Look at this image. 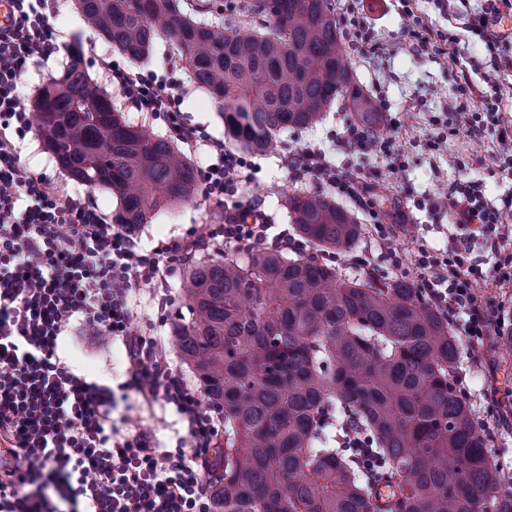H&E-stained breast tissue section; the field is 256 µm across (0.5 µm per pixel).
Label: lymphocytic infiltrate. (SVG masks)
Returning <instances> with one entry per match:
<instances>
[{
    "label": "lymphocytic infiltrate",
    "instance_id": "1",
    "mask_svg": "<svg viewBox=\"0 0 512 512\" xmlns=\"http://www.w3.org/2000/svg\"><path fill=\"white\" fill-rule=\"evenodd\" d=\"M47 2L11 0L10 22L0 29V512H61L63 502L69 512H211L206 472L218 419L203 409L199 389L176 372L161 342L135 330L137 296L148 293L158 312H167L172 299L162 291L164 273L198 252L221 243L279 250L296 241L285 231L269 236L267 225L234 204L225 207L223 223L200 235L146 249L133 230L107 224L89 196H61L46 175L21 163L19 138L28 124L20 107L22 78L29 64L47 62L60 49ZM399 3L402 34L412 47L453 59L451 39L418 15L416 0ZM510 5L512 0H483L470 13L466 30L491 57L484 64L471 59L468 69H456L454 80L456 109L468 114L470 135L494 136L498 168L511 175L512 121L502 115L499 99L512 59L495 54L503 38L497 19ZM112 77L137 111L164 118L189 147H207L211 161L200 175L213 198L234 195L251 181L247 156L180 122L176 80L134 70H116ZM285 164L293 179L325 181L362 207L375 193L374 185H358L317 147L289 154ZM445 199L454 223L470 233L449 240L442 259L419 249L415 284L477 343L500 316L476 280L471 243L480 236L489 240L500 282H512V234L498 229L512 197L494 204L480 181L465 180L453 184ZM75 323L121 342L126 389L145 402L172 406L185 422L175 450L143 433L119 436L111 388L77 376L57 353L59 337Z\"/></svg>",
    "mask_w": 512,
    "mask_h": 512
}]
</instances>
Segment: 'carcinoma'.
<instances>
[{
	"mask_svg": "<svg viewBox=\"0 0 512 512\" xmlns=\"http://www.w3.org/2000/svg\"><path fill=\"white\" fill-rule=\"evenodd\" d=\"M90 28L127 59L167 37L207 89L229 141L276 150L339 101L375 132L377 105L356 83L333 0H251L264 30L243 35L229 0L197 12L180 0H77ZM44 148L72 179L120 201L134 228L198 194L196 167L173 139L126 121L72 63L35 104ZM288 217L313 254L255 251L193 263L172 323L204 402L224 415L212 512H379L376 485L396 486L390 512H512L489 437L457 391L460 348L448 317L404 279L350 275L317 253L355 249L363 226L321 193L293 192ZM360 423L369 466L342 446L341 418Z\"/></svg>",
	"mask_w": 512,
	"mask_h": 512,
	"instance_id": "cac0c4a2",
	"label": "carcinoma"
}]
</instances>
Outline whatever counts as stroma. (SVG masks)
<instances>
[{
  "label": "stroma",
  "instance_id": "1",
  "mask_svg": "<svg viewBox=\"0 0 512 512\" xmlns=\"http://www.w3.org/2000/svg\"><path fill=\"white\" fill-rule=\"evenodd\" d=\"M365 14L376 38L393 45L390 54L373 57L351 53L350 59L361 89L371 98L381 99L385 137L394 142V163L376 161L346 143L341 133L351 116L344 103H335L327 116L313 127L285 136L279 152L252 155L253 179L240 188L237 201L259 207L270 216L273 224H288L284 196L299 191L322 192L337 203L355 209L361 224L369 225L374 215L389 214L391 208L406 209V234L397 241L396 257L381 253L371 236H363L352 250V260L340 264L342 273H372L388 278L414 280L416 247L425 244L437 257H445L450 238L462 235L461 226L453 224L449 214L430 210L429 201L442 200L451 183L459 179L481 180L491 201L512 194V176L500 172L489 161L491 142H478L470 136L463 117H456L446 130L447 141L439 150L428 149V142L437 134L433 119L441 115L454 101L456 86L448 74L446 61L435 58L432 51L413 49L401 36L402 20L393 0H363ZM420 9L429 24L458 41L461 61H468L478 47L470 41L459 17L441 13L433 0H421ZM50 22L59 42L79 47L80 67L94 83L107 93L115 109L134 124L146 125L154 134L170 136L168 125L146 113L136 111L122 97L109 73L98 64L99 59L111 61L113 68H137L142 73L172 74L179 81L177 91L179 110L185 123L197 128L203 137L220 139L224 123L217 105L204 89L194 84L177 56L169 39L157 38L149 57L131 63L124 55L106 43L95 31L80 24L81 14L76 0H51ZM67 54L51 58L48 63L36 64L26 73L22 85L21 106L30 110L41 90L60 76L70 65ZM313 144L323 148L332 163L360 167L367 181L378 183L373 211L356 208L354 201L336 187L312 180L291 178L282 162L283 155ZM20 160L23 164L46 174L62 193H73L79 185L71 180L42 147L36 127H28L21 142ZM224 221V206L199 191L194 202L166 209L154 215L148 223L135 230L145 247L158 240L182 238L202 230L208 224ZM171 315L160 316L148 295H141L138 323L149 334L161 338L169 347L173 368L185 379L193 374L171 346ZM462 365L460 379L475 415L482 420L490 437L489 452L501 466L506 477L504 491L512 492V431L499 428L501 418L512 420V353L503 349L498 331H491L485 343L473 344L461 339ZM58 354L73 373L110 385L117 397V414L126 415L120 424L121 435L138 432L154 433L161 446L175 449L185 433V427L173 410L163 403L148 404L134 392H123L125 356L121 343H101L79 331H71L58 340Z\"/></svg>",
  "mask_w": 512,
  "mask_h": 512
}]
</instances>
